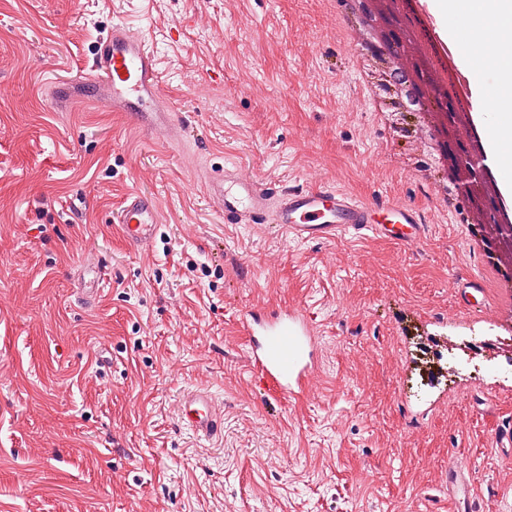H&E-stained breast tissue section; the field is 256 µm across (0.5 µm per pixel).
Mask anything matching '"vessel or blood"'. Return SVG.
<instances>
[{"instance_id":"obj_1","label":"vessel or blood","mask_w":512,"mask_h":512,"mask_svg":"<svg viewBox=\"0 0 512 512\" xmlns=\"http://www.w3.org/2000/svg\"><path fill=\"white\" fill-rule=\"evenodd\" d=\"M459 45L471 44L476 35L497 43L501 36L491 19L467 21L454 28ZM494 54H476L468 62V78L482 83L486 93L477 103L494 113L484 127L491 159L503 181L512 185V120L497 117L501 101L512 90L494 81ZM89 99L115 112H127L150 130L171 132L176 128V107L159 95L156 58L146 38L120 20L113 21L106 36L96 44L91 71L79 85L55 87L52 100L63 104L73 96ZM209 191L220 198L224 221L238 224L266 222L289 238L304 243L332 242L373 233L408 246L419 244L428 226L417 207L381 197L363 201L329 184L291 185L279 190L264 181L237 178L232 170L213 177ZM160 213L154 200L131 191L125 194L114 228L130 245L142 248L155 238ZM247 336V360L273 399H297L308 395L319 368L317 332L311 317L300 307L266 312L249 309L238 321ZM180 425L205 440L222 437L224 420L214 410V397L205 388H192L178 400ZM448 484L461 501H469L468 468L461 459L448 465Z\"/></svg>"}]
</instances>
